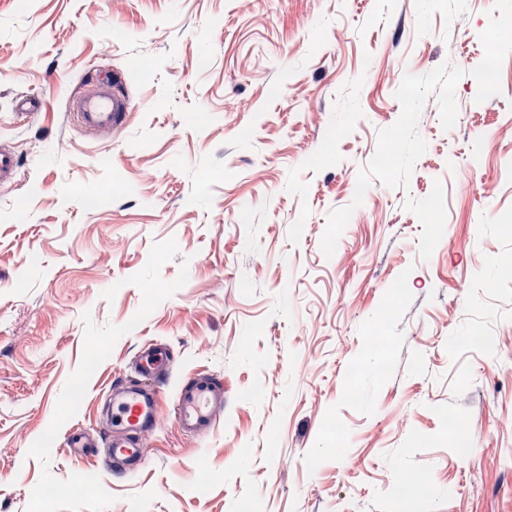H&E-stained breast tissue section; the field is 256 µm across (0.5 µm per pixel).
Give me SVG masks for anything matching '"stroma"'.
<instances>
[{
  "label": "stroma",
  "instance_id": "obj_1",
  "mask_svg": "<svg viewBox=\"0 0 512 512\" xmlns=\"http://www.w3.org/2000/svg\"><path fill=\"white\" fill-rule=\"evenodd\" d=\"M507 26L512 0H0V512H512ZM90 70L134 104L101 139L69 116ZM147 341L179 359L162 404L223 377L217 432L166 421L129 477L69 458ZM20 156L8 144L0 143V186L15 184L19 175Z\"/></svg>",
  "mask_w": 512,
  "mask_h": 512
}]
</instances>
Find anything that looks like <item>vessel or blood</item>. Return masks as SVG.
Wrapping results in <instances>:
<instances>
[{
    "mask_svg": "<svg viewBox=\"0 0 512 512\" xmlns=\"http://www.w3.org/2000/svg\"><path fill=\"white\" fill-rule=\"evenodd\" d=\"M89 90L73 101L81 128L101 136L122 128L132 109L128 95L114 82L92 79ZM21 162L17 152L0 143V186L15 184ZM174 368L167 347L145 348L135 363V378L113 385L107 408L109 436L104 462L113 474L128 476L146 462L144 437L161 424L163 414L152 383ZM174 422L184 433L210 434L224 414V382L213 374L199 372L182 380L173 402Z\"/></svg>",
    "mask_w": 512,
    "mask_h": 512,
    "instance_id": "vessel-or-blood-1",
    "label": "vessel or blood"
}]
</instances>
